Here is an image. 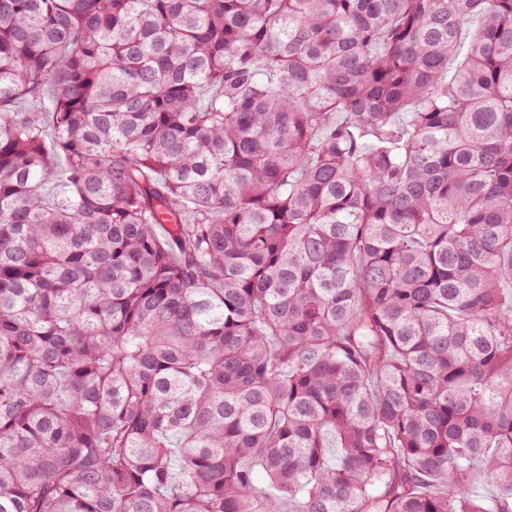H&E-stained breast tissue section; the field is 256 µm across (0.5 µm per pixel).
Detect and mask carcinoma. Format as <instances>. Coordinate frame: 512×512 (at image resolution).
Listing matches in <instances>:
<instances>
[{
  "instance_id": "1",
  "label": "carcinoma",
  "mask_w": 512,
  "mask_h": 512,
  "mask_svg": "<svg viewBox=\"0 0 512 512\" xmlns=\"http://www.w3.org/2000/svg\"><path fill=\"white\" fill-rule=\"evenodd\" d=\"M0 512H512V0H0Z\"/></svg>"
}]
</instances>
